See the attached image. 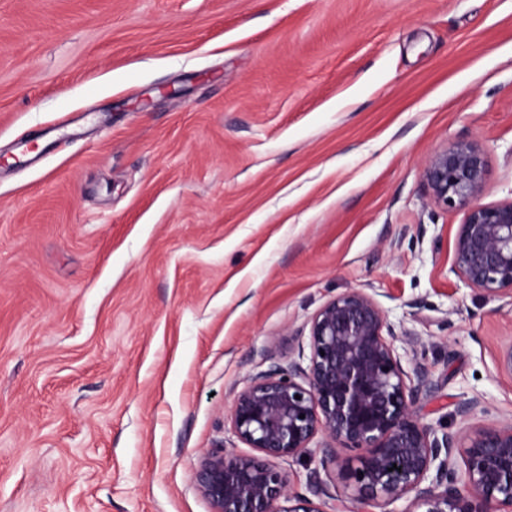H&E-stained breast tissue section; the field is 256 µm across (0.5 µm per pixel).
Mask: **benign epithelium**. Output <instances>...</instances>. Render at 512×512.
<instances>
[{"mask_svg":"<svg viewBox=\"0 0 512 512\" xmlns=\"http://www.w3.org/2000/svg\"><path fill=\"white\" fill-rule=\"evenodd\" d=\"M486 177L485 153L473 142L441 149L423 167L433 202L465 212L450 272L489 298L512 297V201L482 202ZM416 340L396 332L362 289L328 300L309 321L307 364L273 363L233 398V434L252 453L221 446L199 458L195 485L210 512H327L334 496L318 472L304 495L276 465L318 438L328 476L338 450L356 453L339 475L366 507L409 497L410 512H512V422L456 432L424 423L414 405L434 388L432 373L419 363L406 369L396 346Z\"/></svg>","mask_w":512,"mask_h":512,"instance_id":"7a95c632","label":"benign epithelium"}]
</instances>
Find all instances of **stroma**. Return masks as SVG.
Instances as JSON below:
<instances>
[{
    "label": "stroma",
    "mask_w": 512,
    "mask_h": 512,
    "mask_svg": "<svg viewBox=\"0 0 512 512\" xmlns=\"http://www.w3.org/2000/svg\"><path fill=\"white\" fill-rule=\"evenodd\" d=\"M462 141L512 201V0H0V512H210L234 395L349 288L423 422L512 420V298L422 177Z\"/></svg>",
    "instance_id": "stroma-1"
}]
</instances>
